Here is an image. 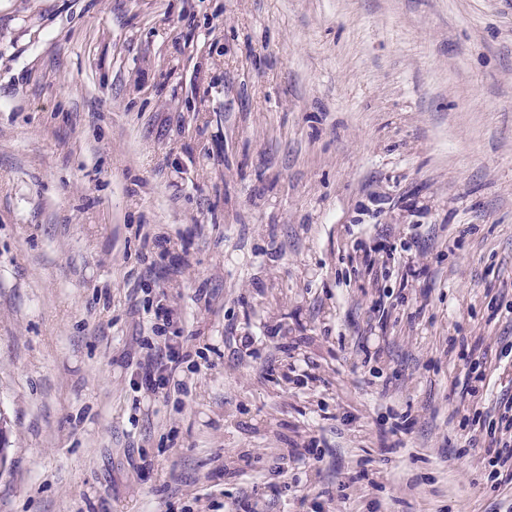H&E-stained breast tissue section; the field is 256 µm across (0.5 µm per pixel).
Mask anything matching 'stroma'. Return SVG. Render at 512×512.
Listing matches in <instances>:
<instances>
[{
  "instance_id": "stroma-1",
  "label": "stroma",
  "mask_w": 512,
  "mask_h": 512,
  "mask_svg": "<svg viewBox=\"0 0 512 512\" xmlns=\"http://www.w3.org/2000/svg\"><path fill=\"white\" fill-rule=\"evenodd\" d=\"M460 339L494 412L512 0H0V512L510 506ZM149 350H154L156 355L149 353L150 358L140 364L142 372L139 373L140 388L146 392L156 393L159 387L168 385L179 369L183 360L178 344L170 343L167 337L163 345H147Z\"/></svg>"
}]
</instances>
